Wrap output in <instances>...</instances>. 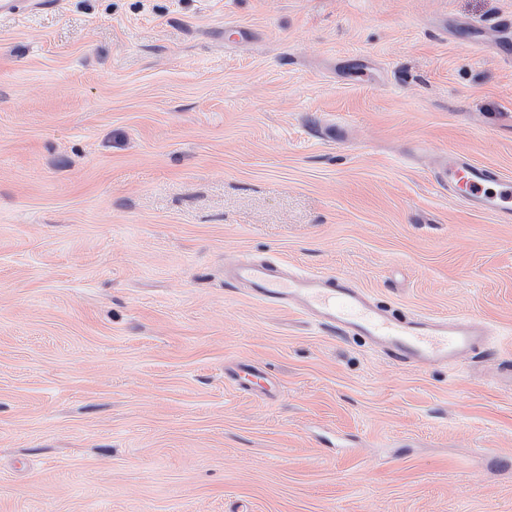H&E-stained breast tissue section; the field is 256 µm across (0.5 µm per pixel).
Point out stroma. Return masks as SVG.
Instances as JSON below:
<instances>
[{"label":"stroma","instance_id":"stroma-1","mask_svg":"<svg viewBox=\"0 0 512 512\" xmlns=\"http://www.w3.org/2000/svg\"><path fill=\"white\" fill-rule=\"evenodd\" d=\"M508 53L512 0L0 20V512H512V224L436 177L512 181ZM246 258L490 350L394 364L233 290ZM439 181L448 185L453 197L469 207L493 212L502 224L512 223L511 185L504 183L494 168L475 164L463 155H448ZM491 183L505 189L499 193L489 192L486 186ZM232 381L237 389L246 394L256 391L267 392L271 390V379L265 372L254 365H242L238 367L233 375Z\"/></svg>","mask_w":512,"mask_h":512}]
</instances>
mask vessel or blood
Wrapping results in <instances>:
<instances>
[{"mask_svg": "<svg viewBox=\"0 0 512 512\" xmlns=\"http://www.w3.org/2000/svg\"><path fill=\"white\" fill-rule=\"evenodd\" d=\"M439 180L469 207L493 212L500 223H512V191L487 189L501 181L494 168L455 154L449 156ZM229 279L253 299L294 310L333 334L373 341L400 365L445 364L485 347L483 327L469 318L428 314L398 318L345 277L299 274L270 261L247 259L233 268ZM232 380L246 394L269 391L271 384L267 374L253 365L238 367Z\"/></svg>", "mask_w": 512, "mask_h": 512, "instance_id": "b4317fda", "label": "vessel or blood"}]
</instances>
